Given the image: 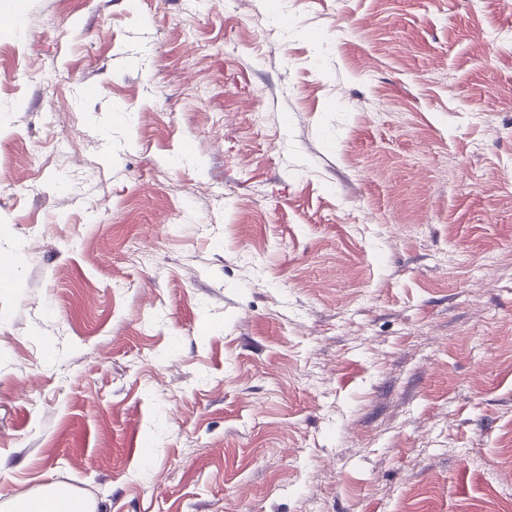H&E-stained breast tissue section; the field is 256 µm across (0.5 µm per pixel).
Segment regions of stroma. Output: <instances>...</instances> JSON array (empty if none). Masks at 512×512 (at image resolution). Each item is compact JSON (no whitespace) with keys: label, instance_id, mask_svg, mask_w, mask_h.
I'll return each instance as SVG.
<instances>
[{"label":"stroma","instance_id":"obj_1","mask_svg":"<svg viewBox=\"0 0 512 512\" xmlns=\"http://www.w3.org/2000/svg\"><path fill=\"white\" fill-rule=\"evenodd\" d=\"M496 28L512 0H0V493L512 512Z\"/></svg>","mask_w":512,"mask_h":512}]
</instances>
